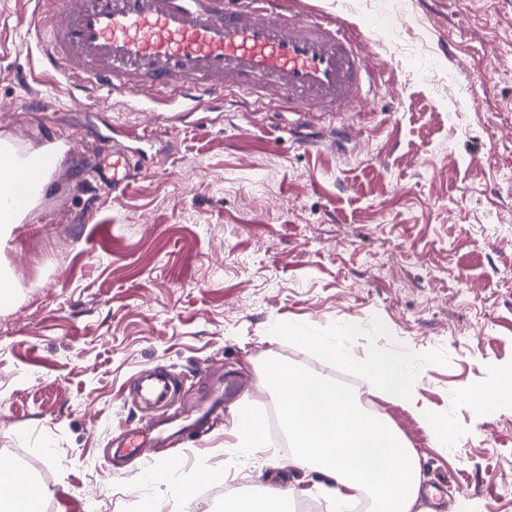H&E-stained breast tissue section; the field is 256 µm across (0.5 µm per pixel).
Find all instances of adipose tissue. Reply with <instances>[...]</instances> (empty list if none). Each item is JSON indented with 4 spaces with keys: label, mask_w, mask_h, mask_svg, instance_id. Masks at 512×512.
I'll return each instance as SVG.
<instances>
[{
    "label": "adipose tissue",
    "mask_w": 512,
    "mask_h": 512,
    "mask_svg": "<svg viewBox=\"0 0 512 512\" xmlns=\"http://www.w3.org/2000/svg\"><path fill=\"white\" fill-rule=\"evenodd\" d=\"M46 184L44 174L26 169L15 149L0 140V243L33 209ZM355 364L377 395L414 407L439 441L447 442V421L418 405L415 385L398 361L374 355ZM266 383L281 399L282 418L299 462L327 479L338 512L358 497L370 500L371 512H421L420 459L383 416L323 375L279 367L269 371ZM15 481L21 483L22 494L0 495V512H40L47 489L18 469L0 468V486Z\"/></svg>",
    "instance_id": "1"
}]
</instances>
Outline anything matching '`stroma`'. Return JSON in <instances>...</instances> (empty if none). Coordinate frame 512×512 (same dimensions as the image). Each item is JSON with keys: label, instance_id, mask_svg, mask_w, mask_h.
Returning a JSON list of instances; mask_svg holds the SVG:
<instances>
[{"label": "stroma", "instance_id": "obj_1", "mask_svg": "<svg viewBox=\"0 0 512 512\" xmlns=\"http://www.w3.org/2000/svg\"><path fill=\"white\" fill-rule=\"evenodd\" d=\"M362 33L381 74L363 111L309 122L225 104L169 127L126 99L87 109L64 79L34 86L32 0H0V140L66 149L40 204L0 249L17 289L0 309V462L49 491L43 512H225L287 487L286 512H330L322 476L275 441L226 454L239 408L269 416L270 369L342 373L305 339L397 360L448 444L400 402L367 396L421 456L450 512H512V405L470 396L512 373V0H288ZM38 90L45 109L27 108ZM159 158L121 197L91 169L113 146ZM173 381L146 403L139 377ZM138 426L151 462L118 448ZM177 464L175 481L151 470Z\"/></svg>", "mask_w": 512, "mask_h": 512}]
</instances>
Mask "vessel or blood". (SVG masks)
<instances>
[{"label":"vessel or blood","instance_id":"b4317fda","mask_svg":"<svg viewBox=\"0 0 512 512\" xmlns=\"http://www.w3.org/2000/svg\"><path fill=\"white\" fill-rule=\"evenodd\" d=\"M29 22L41 74L63 77L101 112L117 97L211 112L244 96L307 120L366 99L372 75L363 36L283 0H35ZM141 174L117 150L94 170L116 197ZM140 386L160 401L170 382L157 373Z\"/></svg>","mask_w":512,"mask_h":512}]
</instances>
